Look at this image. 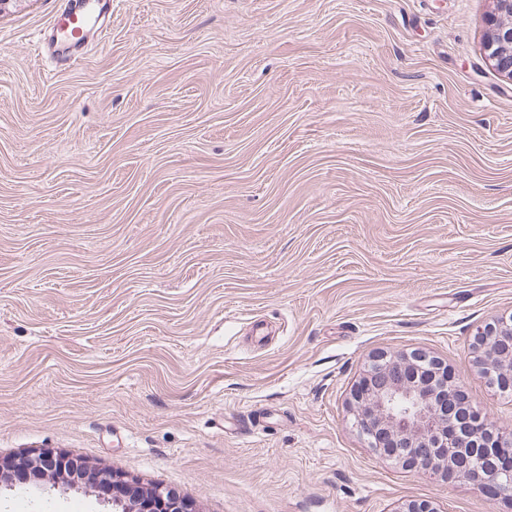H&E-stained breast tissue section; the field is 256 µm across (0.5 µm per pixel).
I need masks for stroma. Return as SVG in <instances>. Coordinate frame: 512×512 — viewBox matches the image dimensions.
<instances>
[{"label": "stroma", "instance_id": "obj_1", "mask_svg": "<svg viewBox=\"0 0 512 512\" xmlns=\"http://www.w3.org/2000/svg\"><path fill=\"white\" fill-rule=\"evenodd\" d=\"M0 5V457L52 450L201 512H512L402 468L348 411L373 356L443 359L512 313V80L490 0ZM9 512H112L86 488ZM72 1L60 15L51 23V40L45 36L37 45L38 53L52 57L61 67L76 65L81 59L78 53L82 43L81 39L85 31L94 30V27L103 17L102 23L110 13L112 17V0L108 1V9L100 8L95 13L96 4L89 0ZM494 11L488 15V33L483 50L488 63L512 80V0H493Z\"/></svg>", "mask_w": 512, "mask_h": 512}]
</instances>
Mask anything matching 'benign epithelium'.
Segmentation results:
<instances>
[{"instance_id":"obj_1","label":"benign epithelium","mask_w":512,"mask_h":512,"mask_svg":"<svg viewBox=\"0 0 512 512\" xmlns=\"http://www.w3.org/2000/svg\"><path fill=\"white\" fill-rule=\"evenodd\" d=\"M483 50L488 63L512 81V0H493ZM482 372L512 389V314L493 318L475 335ZM362 385L354 387L349 408L370 447L407 469L433 470L444 461L447 479L466 478L480 489L498 484L512 491V478L497 467L498 455L512 451V433L493 427L483 410L467 402L448 405V363L421 352L380 354ZM17 469L34 480H63L72 487L110 485L128 490L125 512H196L192 502L171 489H151L108 470L88 471L67 455L50 450L0 458V484Z\"/></svg>"}]
</instances>
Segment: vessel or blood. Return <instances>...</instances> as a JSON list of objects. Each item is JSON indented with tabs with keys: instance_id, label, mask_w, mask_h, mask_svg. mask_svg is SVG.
I'll list each match as a JSON object with an SVG mask.
<instances>
[{
	"instance_id": "vessel-or-blood-1",
	"label": "vessel or blood",
	"mask_w": 512,
	"mask_h": 512,
	"mask_svg": "<svg viewBox=\"0 0 512 512\" xmlns=\"http://www.w3.org/2000/svg\"><path fill=\"white\" fill-rule=\"evenodd\" d=\"M99 21L94 0H72L51 23V37L39 42L38 53L49 55L62 67L77 64L84 33Z\"/></svg>"
}]
</instances>
